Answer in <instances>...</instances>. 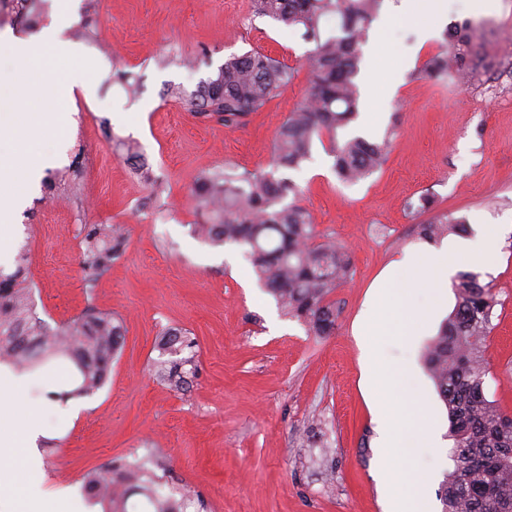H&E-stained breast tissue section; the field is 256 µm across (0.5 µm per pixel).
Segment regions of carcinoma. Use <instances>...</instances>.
<instances>
[{"instance_id": "1", "label": "carcinoma", "mask_w": 512, "mask_h": 512, "mask_svg": "<svg viewBox=\"0 0 512 512\" xmlns=\"http://www.w3.org/2000/svg\"><path fill=\"white\" fill-rule=\"evenodd\" d=\"M381 4L382 0H251L255 14L283 27L300 28L306 38L315 41L309 58L308 96L279 126L271 170H215L199 177L194 188L202 217V223L195 225L197 235L214 245L247 246L246 257L260 285L285 315L304 322L316 336H328L335 328L336 306L330 296L350 278L352 259L333 241L314 242L312 217L299 203L298 186L276 173L299 168L310 158L317 139L328 140L336 176L345 184L365 179L385 162L389 137L372 141L338 135L359 114L355 79L362 69L361 46ZM332 18L336 33L321 37ZM467 44L466 37L450 41L427 61L422 74L436 80L462 77ZM294 78L293 68L252 49L225 58L216 77L201 82L193 93L170 86L167 94L191 112L238 126ZM125 160L144 181H152L135 144L126 145ZM289 196L293 200L284 203ZM463 225L464 220L444 212L420 225V232L435 240ZM83 231L79 265L93 281L119 258L123 238L112 224H86ZM15 262L11 273L0 269V361L21 372L70 364L74 387L53 396L92 395L103 386L122 347V321L87 306L71 321L51 328L33 301L28 251H20ZM496 305L479 273H461L454 309L425 356L448 409L453 440L452 466L441 484L442 512H512V414L489 399L486 384L490 368L484 349ZM193 347V340L180 330L166 332L160 350L177 359L159 361L157 377L177 389L187 384L196 368L193 357L181 353ZM148 463L144 459L118 469L108 463L86 473L84 486L104 512H126L131 490L146 496L154 512H177L174 499L158 492Z\"/></svg>"}]
</instances>
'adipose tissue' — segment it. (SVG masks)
<instances>
[{"label": "adipose tissue", "mask_w": 512, "mask_h": 512, "mask_svg": "<svg viewBox=\"0 0 512 512\" xmlns=\"http://www.w3.org/2000/svg\"><path fill=\"white\" fill-rule=\"evenodd\" d=\"M25 385V379L13 373L0 379V484L11 487L17 496L23 494L25 482L37 476L24 448L42 432L40 411L20 402Z\"/></svg>", "instance_id": "adipose-tissue-1"}]
</instances>
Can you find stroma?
I'll return each instance as SVG.
<instances>
[{"label":"stroma","mask_w":512,"mask_h":512,"mask_svg":"<svg viewBox=\"0 0 512 512\" xmlns=\"http://www.w3.org/2000/svg\"><path fill=\"white\" fill-rule=\"evenodd\" d=\"M250 0H72L75 19L62 23L58 0L47 9L0 7V33L39 34L62 23L61 36L79 57L94 56L90 93L65 98L43 138L53 157L28 185L6 229L0 268L20 248L31 256L33 299L50 326L89 305L120 318L124 342L104 385L93 395L56 399L62 384L33 374L27 402L41 405L45 430L33 456L35 496L66 512H98L83 475L105 463L158 461L162 490L186 512H389L386 461L363 356L355 334L372 286L405 251L420 245L419 226L448 212L468 229L497 230L499 256L482 270L498 304L485 357L488 393L512 414V0L476 13L471 0H448V15L431 20L420 40L414 24L395 19L386 34L370 27L359 80L373 78L379 119L371 138H390L386 164L353 185L342 183L322 144L290 178L317 233L353 256L354 273L336 289V328L317 336L283 317L257 284L244 246H214L193 232L192 190L204 173L227 167L269 170L275 132L308 94L313 41L301 31L255 15ZM471 45L461 84L421 70L453 28ZM260 49L296 69L291 85L244 124L227 127L187 111L168 85L194 92L216 76L225 57ZM399 71H391L388 60ZM137 82L130 99L125 85ZM133 139L157 180L141 183L116 145ZM77 177L46 193L57 172ZM430 211L411 212L421 196ZM120 224L122 255L87 282L79 266L82 229ZM169 328L196 341L197 372L177 391L160 381L159 340ZM434 331L412 345L388 339L386 362L414 359L439 449L419 448L416 465L433 472L424 512H441L438 491L451 466L448 412L424 356Z\"/></svg>","instance_id":"1"}]
</instances>
